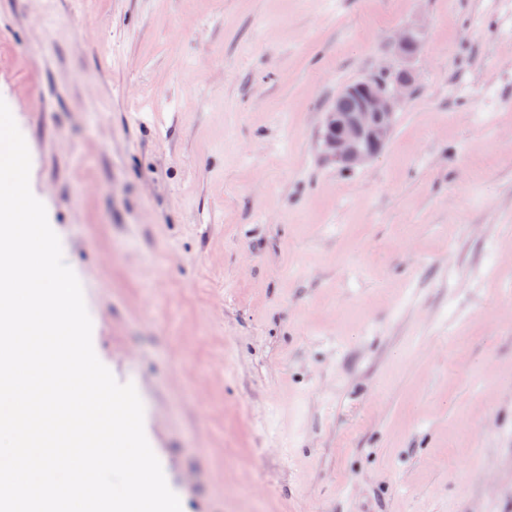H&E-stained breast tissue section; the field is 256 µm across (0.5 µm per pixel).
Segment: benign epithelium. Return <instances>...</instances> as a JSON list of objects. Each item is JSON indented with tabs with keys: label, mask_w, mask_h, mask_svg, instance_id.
<instances>
[{
	"label": "benign epithelium",
	"mask_w": 512,
	"mask_h": 512,
	"mask_svg": "<svg viewBox=\"0 0 512 512\" xmlns=\"http://www.w3.org/2000/svg\"><path fill=\"white\" fill-rule=\"evenodd\" d=\"M420 49L416 32L407 31L395 44V52L404 61ZM414 71L403 66L395 73L375 76L344 86L341 97L356 101L349 112L331 105L323 113L321 149L336 164L346 169L362 167L376 157L388 142L396 121V107L411 92Z\"/></svg>",
	"instance_id": "7a95c632"
}]
</instances>
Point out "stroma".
I'll return each mask as SVG.
<instances>
[{
	"label": "stroma",
	"instance_id": "obj_1",
	"mask_svg": "<svg viewBox=\"0 0 512 512\" xmlns=\"http://www.w3.org/2000/svg\"><path fill=\"white\" fill-rule=\"evenodd\" d=\"M0 99L184 512H512V0H0ZM415 73L402 66L391 76L384 73L344 86L340 112L334 103L323 113L321 149L346 169L362 167L376 157L388 142L396 121V107L411 92Z\"/></svg>",
	"mask_w": 512,
	"mask_h": 512
}]
</instances>
